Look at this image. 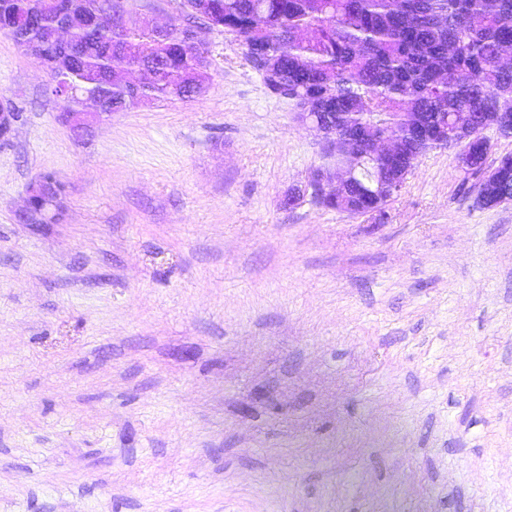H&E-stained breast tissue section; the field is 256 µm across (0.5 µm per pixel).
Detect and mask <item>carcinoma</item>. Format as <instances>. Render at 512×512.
Instances as JSON below:
<instances>
[{
    "label": "carcinoma",
    "instance_id": "1",
    "mask_svg": "<svg viewBox=\"0 0 512 512\" xmlns=\"http://www.w3.org/2000/svg\"><path fill=\"white\" fill-rule=\"evenodd\" d=\"M65 2L0 0V33L63 74L72 94L64 110L84 97L125 112L202 94L208 49L192 25L219 30L243 44L254 69L266 64L293 92L295 111L308 102L313 112L336 114L343 132L374 126L401 146L397 162L366 161L337 203L349 210L364 199L382 203L394 191L392 174L435 148L422 139L433 113H448V130L462 139L512 95V66L498 60L512 46V0H184L182 20L165 30L147 20L128 26L126 0ZM60 26L69 31L65 43L53 38ZM134 69L151 76L135 86L127 78ZM482 190L512 197V157Z\"/></svg>",
    "mask_w": 512,
    "mask_h": 512
}]
</instances>
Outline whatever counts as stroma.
Listing matches in <instances>:
<instances>
[{
	"label": "stroma",
	"mask_w": 512,
	"mask_h": 512,
	"mask_svg": "<svg viewBox=\"0 0 512 512\" xmlns=\"http://www.w3.org/2000/svg\"><path fill=\"white\" fill-rule=\"evenodd\" d=\"M207 41L202 96L78 136L0 33V512H512V202L442 148L384 221L326 207L321 136ZM58 191L57 183L51 178L42 179L30 186L25 204L18 214L19 220L33 225L56 221L60 207Z\"/></svg>",
	"instance_id": "obj_1"
}]
</instances>
